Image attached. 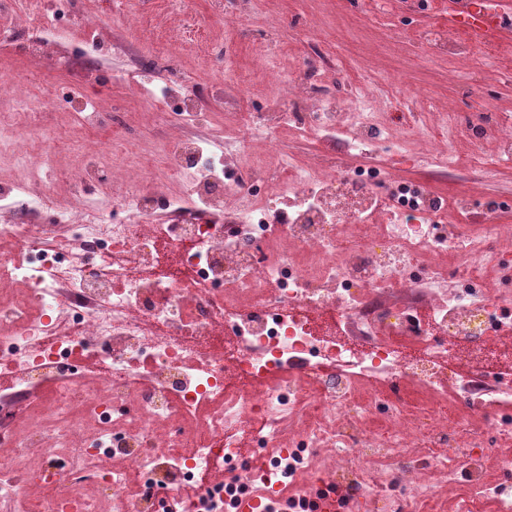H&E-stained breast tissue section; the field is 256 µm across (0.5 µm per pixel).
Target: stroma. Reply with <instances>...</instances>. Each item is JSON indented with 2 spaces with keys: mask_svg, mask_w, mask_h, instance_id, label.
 I'll use <instances>...</instances> for the list:
<instances>
[{
  "mask_svg": "<svg viewBox=\"0 0 512 512\" xmlns=\"http://www.w3.org/2000/svg\"><path fill=\"white\" fill-rule=\"evenodd\" d=\"M452 0H226L215 13L210 0H12L0 10V34L13 39L0 51V69L22 72L18 93L49 94L38 120L60 134L63 149L43 169L57 200L85 183L86 162L100 143L139 128L149 103L160 98L169 68L190 78L206 100L229 154L263 156L268 137L285 143L295 164L311 174L371 171L396 183L411 182L435 196L439 221L460 238L512 228V160L501 152L512 130V0H494L509 24L491 43L463 34ZM131 12L138 26L108 32L107 45L91 49L81 18ZM47 40L68 60L46 69L27 53ZM120 52H113V44ZM341 99L342 137L324 140L293 124L260 130L272 99L297 100L314 112L324 97ZM387 121L369 151L351 149L344 135L359 120V103ZM114 114L118 125L89 129L75 114ZM481 121L479 140L468 124ZM458 132L448 137V124Z\"/></svg>",
  "mask_w": 512,
  "mask_h": 512,
  "instance_id": "1",
  "label": "stroma"
}]
</instances>
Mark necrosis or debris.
<instances>
[{
  "mask_svg": "<svg viewBox=\"0 0 512 512\" xmlns=\"http://www.w3.org/2000/svg\"><path fill=\"white\" fill-rule=\"evenodd\" d=\"M170 82L182 105H152L170 129L156 159L127 133L98 198L76 186L54 204L47 137L0 138V159L27 172L0 212V512H208L288 458L287 490L307 501L335 488L374 512H445L461 471L511 506L512 458L492 483L484 437L512 438V373L484 376L512 295L467 270L432 295L434 258L458 236L402 186L400 222L346 245L340 225L378 209L376 180L287 166L291 205L272 211L258 166L226 182L221 134L207 149L184 138L203 106ZM175 176L187 189L166 194ZM51 204L55 223H33ZM407 381L431 404L398 397Z\"/></svg>",
  "mask_w": 512,
  "mask_h": 512,
  "instance_id": "obj_1",
  "label": "necrosis or debris"
}]
</instances>
